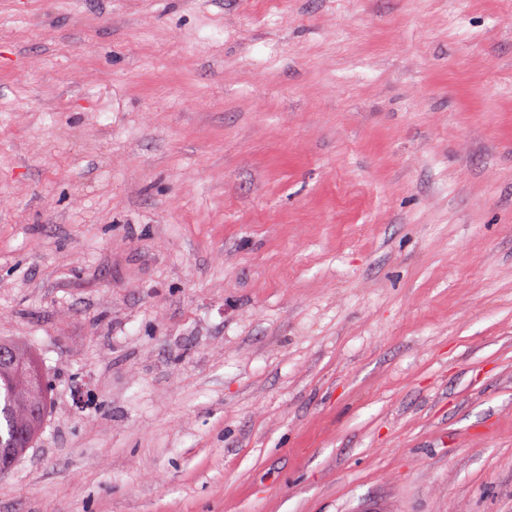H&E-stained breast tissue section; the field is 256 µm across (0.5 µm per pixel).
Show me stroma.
I'll list each match as a JSON object with an SVG mask.
<instances>
[{
  "label": "stroma",
  "instance_id": "stroma-1",
  "mask_svg": "<svg viewBox=\"0 0 512 512\" xmlns=\"http://www.w3.org/2000/svg\"><path fill=\"white\" fill-rule=\"evenodd\" d=\"M0 512H512V0H0ZM8 346L14 365L0 363V457L9 460L14 448L16 460L21 458L37 435L41 420H36L32 413L34 403H40L43 409L44 388L37 387L28 373L20 371L17 366L38 368L34 360L24 354L16 345L0 343ZM28 432L32 437L30 444H24L17 439L21 432Z\"/></svg>",
  "mask_w": 512,
  "mask_h": 512
}]
</instances>
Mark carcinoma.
I'll use <instances>...</instances> for the list:
<instances>
[{
    "label": "carcinoma",
    "mask_w": 512,
    "mask_h": 512,
    "mask_svg": "<svg viewBox=\"0 0 512 512\" xmlns=\"http://www.w3.org/2000/svg\"><path fill=\"white\" fill-rule=\"evenodd\" d=\"M15 364L0 363V448H12L16 458H21L29 448L17 439L21 432L36 436L41 421L34 418L32 406L44 402V388L36 386L28 373L17 369L21 364L34 367V360L17 346L9 345Z\"/></svg>",
    "instance_id": "1"
}]
</instances>
